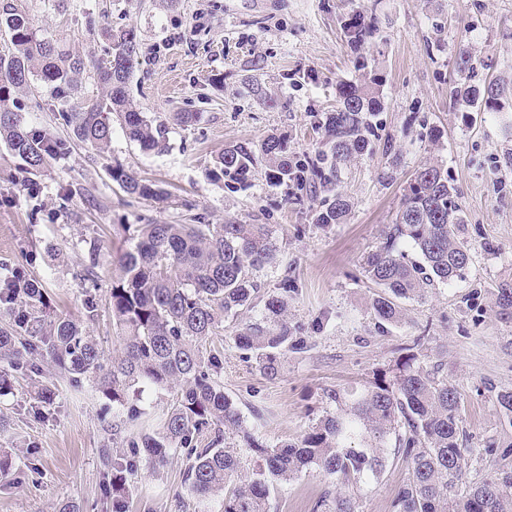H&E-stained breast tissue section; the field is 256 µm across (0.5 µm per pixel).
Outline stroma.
<instances>
[{"mask_svg": "<svg viewBox=\"0 0 512 512\" xmlns=\"http://www.w3.org/2000/svg\"><path fill=\"white\" fill-rule=\"evenodd\" d=\"M36 25L61 47L87 59L104 57V28L132 29L143 48L195 14L205 27L189 41L143 55L131 95L136 107L167 127L164 151L145 152L115 130L107 157L73 142L42 173L26 177L21 162L0 143V279L21 270L41 280L52 313L87 322L79 276L90 241L100 248L99 295L112 286L114 262L127 224L167 222L267 224L278 248L275 266L257 279L263 298L224 323L214 377L236 403L259 441L297 438L322 417L326 389L358 387L413 348L424 363L461 393V417L471 435L462 463L464 483L481 480L501 462L487 441H512L497 394L512 390V324L495 313L492 291L512 278V131L500 114L454 105L458 87H482L512 73V0H22ZM372 11L379 36L351 49L342 33L352 12ZM468 48L473 72L455 57ZM373 61L382 78L379 140L341 172L339 192L349 204L345 223L322 225L317 215L330 192L310 194L274 185L257 167L247 183L228 189L218 179L226 146L279 137L291 160L322 148L315 116L336 105V84L357 78L355 56ZM50 90L36 84L17 103L26 118L61 138ZM174 112H194L188 126ZM391 149H384V141ZM116 161L165 193L164 201L134 200L110 180ZM437 162L459 191L472 262L462 278L429 288L402 304V323L377 330L369 310L377 288L362 273L365 256L395 222L404 189L422 164ZM288 295V321L307 339L289 352L280 377L266 380L239 350L233 334L259 318L263 300ZM106 352L118 349L112 316L87 322ZM54 393L39 403L33 383L16 378L0 394V450L12 455L13 474L0 481V512H58L81 503L101 512L107 474L100 451H127L143 430L156 428L172 393L148 388L142 417L118 424L112 402L82 383L75 387L39 359ZM264 414L255 421L254 410ZM186 461L175 458L153 473L139 462L129 475L131 512H181ZM408 464L388 457L379 478L363 485L359 512H392ZM311 467L279 485L271 512H312L330 485Z\"/></svg>", "mask_w": 512, "mask_h": 512, "instance_id": "obj_1", "label": "stroma"}]
</instances>
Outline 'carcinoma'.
<instances>
[{
    "label": "carcinoma",
    "mask_w": 512,
    "mask_h": 512,
    "mask_svg": "<svg viewBox=\"0 0 512 512\" xmlns=\"http://www.w3.org/2000/svg\"><path fill=\"white\" fill-rule=\"evenodd\" d=\"M1 30L8 35V46L0 53V141L27 173L45 169L65 150L64 142L25 123L14 105L15 95L32 89L36 81L50 87L59 106V124L98 152L105 153L112 141L114 117L141 150L161 148L166 127L153 124L130 99V81L140 65V39L134 30H105L111 52L92 62L103 93L74 107L69 106V91L86 69L85 60L61 48L15 0H0ZM379 31L377 16L357 11L343 24L345 41L354 50ZM454 94L474 112H501L512 95V81L493 80ZM381 110L377 76L341 80L336 107L317 119L324 150L296 167L275 136L258 150L238 142L224 148L220 174L241 184L262 158L269 180L316 193L329 181L324 164L339 170L353 154L372 148ZM107 174L130 198L161 197L154 184L120 163H112ZM457 198L442 165L425 163L414 172L391 234L362 266L364 276L383 289L370 302L377 328L402 321L401 300H421L427 288L458 279L468 268L471 254ZM348 209L338 193L318 221L341 224ZM399 239L412 243L417 257L397 249ZM130 240L131 246L117 258L119 274L108 295V310L121 339L115 355H106L80 323L48 316L41 282L17 271L0 284V315L7 318L0 322V392L12 387L15 375L36 373L37 355L91 381L129 421L143 415L131 395L146 387L174 390L158 431L131 439L123 454L102 450L109 475L107 512H129L128 475L139 459L158 472L177 452L191 460L183 479L193 512H270L277 484L312 465L336 487L316 502L314 512H357L351 491L381 475L388 448L409 466L394 512H512V466L499 467L459 490L460 461L469 441L462 426L461 394L414 353L397 358L360 388L329 390L326 398L335 410L325 412L296 439L267 446L254 437L212 377L217 360L207 348L224 331V320L251 305L260 292L255 272L276 261L269 225L137 224ZM98 251L91 243L80 274L89 295L98 290ZM493 297L498 318L512 323V280L499 283ZM294 332L288 323V299L271 297L263 314L236 329L233 340L274 380L288 349L306 348Z\"/></svg>",
    "instance_id": "1"
}]
</instances>
